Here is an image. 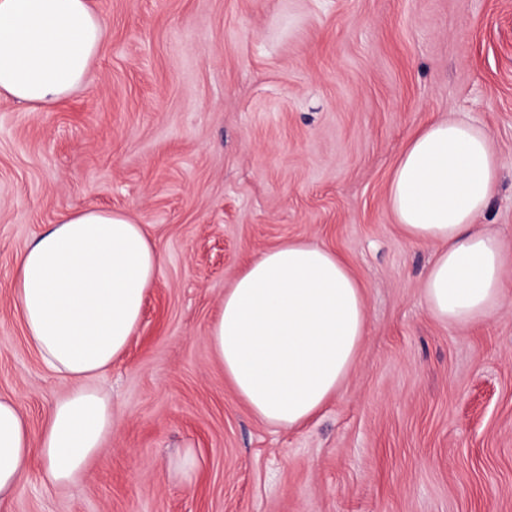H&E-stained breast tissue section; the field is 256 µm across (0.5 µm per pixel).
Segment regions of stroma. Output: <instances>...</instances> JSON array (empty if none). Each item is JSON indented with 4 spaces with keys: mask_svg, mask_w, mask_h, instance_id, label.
Here are the masks:
<instances>
[{
    "mask_svg": "<svg viewBox=\"0 0 512 512\" xmlns=\"http://www.w3.org/2000/svg\"><path fill=\"white\" fill-rule=\"evenodd\" d=\"M86 84L38 112L0 99V397L33 432L67 391L28 344L17 253L77 208L148 225L165 262L96 385L118 420L58 488L40 462L0 512H512V292L469 325L429 312L435 248L386 205L412 130L485 128L480 222L512 248V0H92ZM304 239L366 288L356 364L310 424L253 416L206 341L239 272ZM192 449L184 480L173 464Z\"/></svg>",
    "mask_w": 512,
    "mask_h": 512,
    "instance_id": "1",
    "label": "stroma"
}]
</instances>
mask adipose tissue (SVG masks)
<instances>
[{
	"label": "adipose tissue",
	"instance_id": "obj_1",
	"mask_svg": "<svg viewBox=\"0 0 512 512\" xmlns=\"http://www.w3.org/2000/svg\"><path fill=\"white\" fill-rule=\"evenodd\" d=\"M106 37L90 0H0V98L36 112L68 97L86 82ZM499 175L491 135L464 120L427 124L397 159L388 208L410 240L438 247L422 281L437 320H485L512 285V254L476 222ZM163 264L145 225L109 209L74 210L18 254L17 316L68 391L36 435L17 404L0 397V502L13 497L32 458L61 486L99 456L116 421L95 381L127 350ZM366 327L365 287L349 264L294 239L238 274L206 340L249 411L292 429L339 392Z\"/></svg>",
	"mask_w": 512,
	"mask_h": 512
}]
</instances>
